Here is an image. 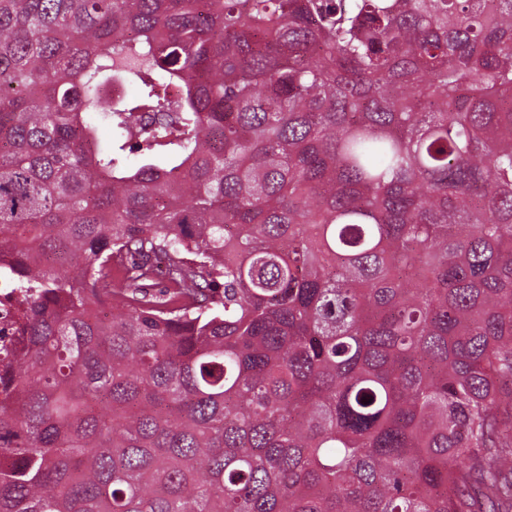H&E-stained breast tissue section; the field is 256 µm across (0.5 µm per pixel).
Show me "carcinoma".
<instances>
[{"label": "carcinoma", "mask_w": 512, "mask_h": 512, "mask_svg": "<svg viewBox=\"0 0 512 512\" xmlns=\"http://www.w3.org/2000/svg\"><path fill=\"white\" fill-rule=\"evenodd\" d=\"M0 250V512H512V0H0ZM12 259L0 252V374L4 356L15 353L18 343L20 324V288H13L10 283V264Z\"/></svg>", "instance_id": "obj_1"}]
</instances>
